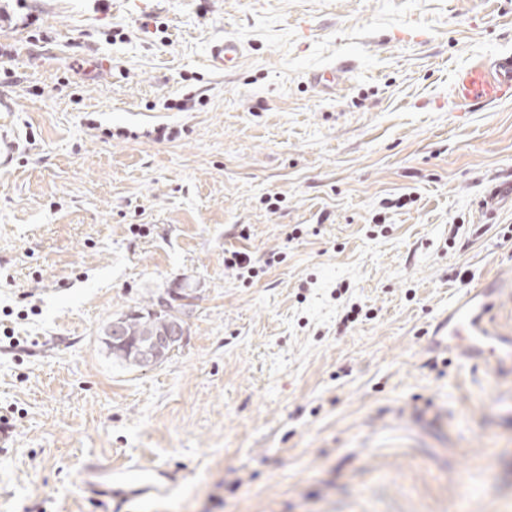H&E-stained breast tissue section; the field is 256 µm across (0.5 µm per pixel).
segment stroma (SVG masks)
<instances>
[{
    "mask_svg": "<svg viewBox=\"0 0 512 512\" xmlns=\"http://www.w3.org/2000/svg\"><path fill=\"white\" fill-rule=\"evenodd\" d=\"M0 9V512H114L79 474L122 460L185 473L139 512H512V375L424 346L512 264V98L453 92L512 0ZM170 288L186 342L113 361ZM243 56L241 43L230 36L211 44L208 51V61L212 68L224 71V69L237 66Z\"/></svg>",
    "mask_w": 512,
    "mask_h": 512,
    "instance_id": "35a3bbf8",
    "label": "stroma"
}]
</instances>
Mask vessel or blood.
<instances>
[{"label":"vessel or blood","instance_id":"obj_1","mask_svg":"<svg viewBox=\"0 0 512 512\" xmlns=\"http://www.w3.org/2000/svg\"><path fill=\"white\" fill-rule=\"evenodd\" d=\"M243 55L241 43L230 36L211 44L208 61L212 68L236 67ZM455 96L470 104L493 102L512 96V54H502L490 63L460 70L455 79ZM512 273L501 270L467 289L452 302L431 336L425 340L428 350L439 351L493 372L512 375V335L495 326L491 312L503 295L502 281ZM178 484L175 471L139 463L122 467L84 465L80 487L92 501L133 502L162 496Z\"/></svg>","mask_w":512,"mask_h":512}]
</instances>
